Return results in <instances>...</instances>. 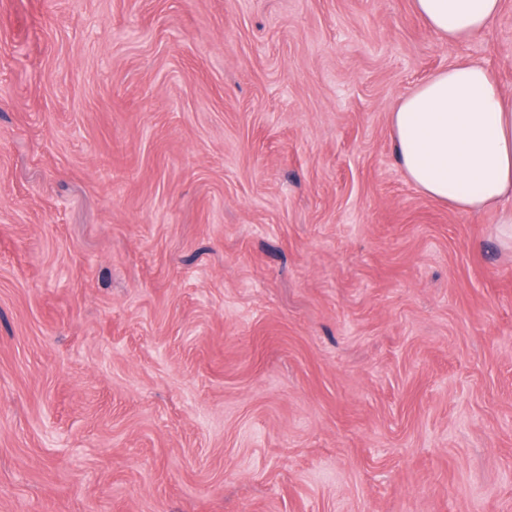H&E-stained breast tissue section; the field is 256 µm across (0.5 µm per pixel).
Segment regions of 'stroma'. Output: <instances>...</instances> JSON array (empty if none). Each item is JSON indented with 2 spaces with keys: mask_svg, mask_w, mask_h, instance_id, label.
Instances as JSON below:
<instances>
[{
  "mask_svg": "<svg viewBox=\"0 0 512 512\" xmlns=\"http://www.w3.org/2000/svg\"><path fill=\"white\" fill-rule=\"evenodd\" d=\"M463 61L512 0H0V512H512V203L390 121ZM502 0H414L418 15L449 45L483 32L499 15Z\"/></svg>",
  "mask_w": 512,
  "mask_h": 512,
  "instance_id": "1",
  "label": "stroma"
}]
</instances>
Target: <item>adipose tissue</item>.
Masks as SVG:
<instances>
[{
  "label": "adipose tissue",
  "instance_id": "obj_1",
  "mask_svg": "<svg viewBox=\"0 0 512 512\" xmlns=\"http://www.w3.org/2000/svg\"><path fill=\"white\" fill-rule=\"evenodd\" d=\"M418 15L454 45L483 32L501 0H414ZM399 164L430 198L467 213L512 199V98L487 69L461 63L407 94L391 114Z\"/></svg>",
  "mask_w": 512,
  "mask_h": 512
}]
</instances>
